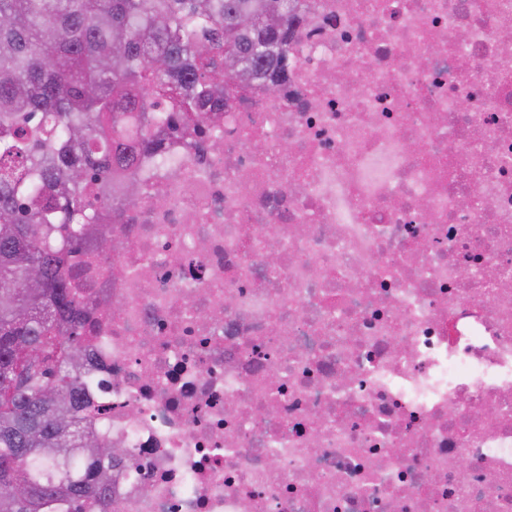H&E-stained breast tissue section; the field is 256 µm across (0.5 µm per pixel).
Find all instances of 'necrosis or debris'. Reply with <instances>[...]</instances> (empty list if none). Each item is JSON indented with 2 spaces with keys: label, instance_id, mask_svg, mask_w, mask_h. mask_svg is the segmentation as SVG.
Masks as SVG:
<instances>
[{
  "label": "necrosis or debris",
  "instance_id": "1",
  "mask_svg": "<svg viewBox=\"0 0 512 512\" xmlns=\"http://www.w3.org/2000/svg\"><path fill=\"white\" fill-rule=\"evenodd\" d=\"M290 27L74 259L107 512H512V0Z\"/></svg>",
  "mask_w": 512,
  "mask_h": 512
}]
</instances>
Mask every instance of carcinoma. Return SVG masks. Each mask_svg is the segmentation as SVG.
I'll use <instances>...</instances> for the list:
<instances>
[{"label": "carcinoma", "instance_id": "cac0c4a2", "mask_svg": "<svg viewBox=\"0 0 512 512\" xmlns=\"http://www.w3.org/2000/svg\"><path fill=\"white\" fill-rule=\"evenodd\" d=\"M291 1L0 0V512L61 500L81 512L107 499L122 460L80 416L82 296L68 258L110 240L86 186L131 172L153 127L175 130L160 106L193 121L282 68Z\"/></svg>", "mask_w": 512, "mask_h": 512}]
</instances>
